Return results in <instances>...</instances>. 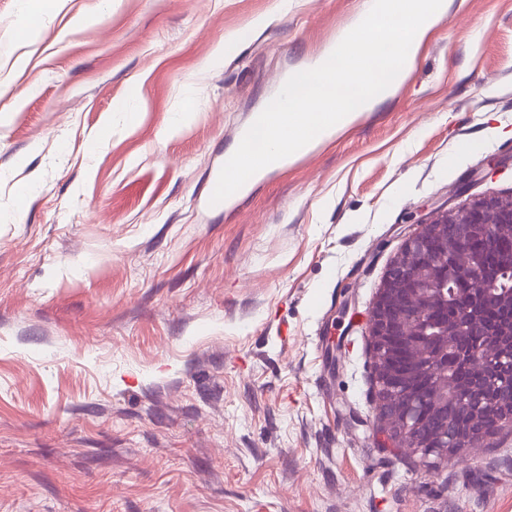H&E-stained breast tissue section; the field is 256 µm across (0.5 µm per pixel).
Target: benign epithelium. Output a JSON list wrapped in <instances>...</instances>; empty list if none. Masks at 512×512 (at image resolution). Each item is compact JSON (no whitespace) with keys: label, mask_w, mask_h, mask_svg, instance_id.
I'll return each instance as SVG.
<instances>
[{"label":"benign epithelium","mask_w":512,"mask_h":512,"mask_svg":"<svg viewBox=\"0 0 512 512\" xmlns=\"http://www.w3.org/2000/svg\"><path fill=\"white\" fill-rule=\"evenodd\" d=\"M512 194L434 211L391 262L369 318L384 448L439 461L512 430ZM454 356L467 370L448 369Z\"/></svg>","instance_id":"1"}]
</instances>
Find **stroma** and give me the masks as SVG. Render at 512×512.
Here are the masks:
<instances>
[{
	"label": "stroma",
	"mask_w": 512,
	"mask_h": 512,
	"mask_svg": "<svg viewBox=\"0 0 512 512\" xmlns=\"http://www.w3.org/2000/svg\"><path fill=\"white\" fill-rule=\"evenodd\" d=\"M365 3L62 0L24 39L0 0V512H512V433L442 477L380 447L367 326L434 209L512 194V0H449L392 99L206 204Z\"/></svg>",
	"instance_id": "1"
}]
</instances>
